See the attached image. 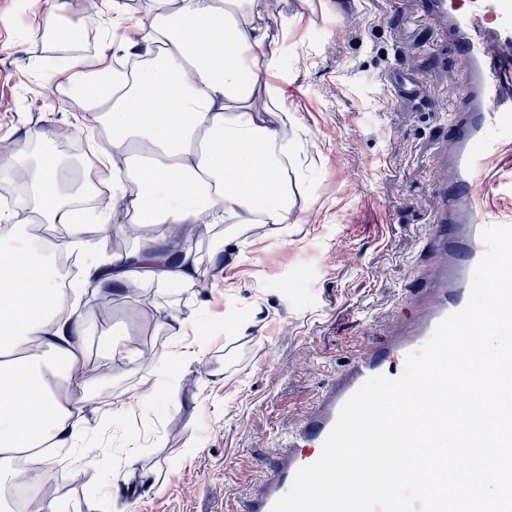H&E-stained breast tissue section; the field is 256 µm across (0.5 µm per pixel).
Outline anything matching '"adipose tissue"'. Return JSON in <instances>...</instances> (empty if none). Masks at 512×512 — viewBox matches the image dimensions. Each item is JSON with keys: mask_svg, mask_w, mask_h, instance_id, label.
<instances>
[{"mask_svg": "<svg viewBox=\"0 0 512 512\" xmlns=\"http://www.w3.org/2000/svg\"><path fill=\"white\" fill-rule=\"evenodd\" d=\"M152 2L136 21L120 0L93 4L113 26L137 31L140 68L114 70L104 51L90 68L75 53L54 75L50 102L75 96L95 126L86 139L105 136L106 149L94 155L98 179L70 176L51 143L37 152L0 149V188L25 173L31 223L69 229L47 244L26 233L0 239L1 486L43 483L46 473L20 458L45 444L70 452L85 433L71 417L88 397L78 368L85 333L65 314L68 292L51 266L82 231L79 203L104 187L109 204L166 227V261L144 248L101 263L104 282L118 291L146 279L192 288L196 271L183 243L203 219L225 221L228 239L288 221V137L268 119L285 98L271 79L280 59L267 46L266 0Z\"/></svg>", "mask_w": 512, "mask_h": 512, "instance_id": "adipose-tissue-1", "label": "adipose tissue"}]
</instances>
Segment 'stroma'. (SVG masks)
Segmentation results:
<instances>
[{"label":"stroma","instance_id":"obj_1","mask_svg":"<svg viewBox=\"0 0 512 512\" xmlns=\"http://www.w3.org/2000/svg\"><path fill=\"white\" fill-rule=\"evenodd\" d=\"M281 55L293 206L282 233L192 236L198 269L191 293L143 285L112 299L100 318L89 290L72 298L89 392L128 399L142 361L109 363L121 327L161 358L152 400L113 418L94 401L75 413L98 455L77 469L55 464L57 502L68 512H241L276 462L277 438L300 422L313 393L364 344L395 334L397 314L432 265L429 226L440 207L435 183L453 149L452 114L466 74L446 30L420 0H268ZM50 0H0V144L30 148L38 133L84 115L48 107V68L69 53V16L52 40L38 37ZM287 22L280 31L279 22ZM411 73L420 96L387 89ZM192 321L206 363L178 357Z\"/></svg>","mask_w":512,"mask_h":512}]
</instances>
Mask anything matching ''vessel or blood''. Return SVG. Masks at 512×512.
<instances>
[{"instance_id":"vessel-or-blood-1","label":"vessel or blood","mask_w":512,"mask_h":512,"mask_svg":"<svg viewBox=\"0 0 512 512\" xmlns=\"http://www.w3.org/2000/svg\"><path fill=\"white\" fill-rule=\"evenodd\" d=\"M456 43L469 75L468 100L453 124L456 147L448 177L437 183L446 205L431 226L436 261L423 294L403 314L399 335L353 354L325 386L299 426L280 443L278 465L268 472L243 512H271L296 471L315 462L344 402L369 378L399 377L408 353L422 346L437 324L467 304L475 267L486 246L483 229L512 225L486 200L512 199V0H427Z\"/></svg>"}]
</instances>
